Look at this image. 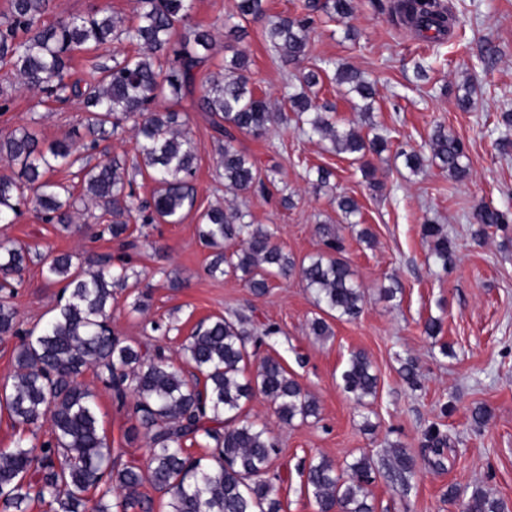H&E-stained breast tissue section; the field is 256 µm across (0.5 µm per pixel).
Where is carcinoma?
Segmentation results:
<instances>
[{"label":"carcinoma","mask_w":512,"mask_h":512,"mask_svg":"<svg viewBox=\"0 0 512 512\" xmlns=\"http://www.w3.org/2000/svg\"><path fill=\"white\" fill-rule=\"evenodd\" d=\"M52 0H10L9 15L0 26V64L7 66L20 85L54 101L79 99L86 116L82 124L89 143L69 135L45 146L26 127L0 136V161L9 171L0 173V224H11L21 208L31 204L48 221L65 228L75 215L94 203L110 216L107 231L114 238L128 237L133 191L129 171L147 174L155 183L150 202L138 212L145 224H180L194 207L192 180L196 173V144L180 113L157 109L162 100L179 102L194 90L198 69L209 59L215 43L214 29L192 23L191 0H138L136 21L130 25L106 8L85 15L44 22ZM267 0H235L233 15L242 21L267 16ZM324 9L331 17L348 18L355 0H304L302 13L270 24L267 41L284 66L301 62L309 51L308 30L312 13ZM396 12L421 33L437 35L447 29L448 15L440 0H398ZM185 34L175 40L177 31ZM127 41L140 52L104 61L102 50ZM90 52L84 78L69 80L71 61L78 52ZM319 69L299 77L301 90L288 94L289 111L306 125L304 133L330 143L329 150L351 157L367 177L375 168L367 159L387 149L385 138L363 135L356 127H338L330 115L333 106L317 104L308 89L319 84ZM336 85L351 107L371 120L376 95L374 83L359 70L336 68ZM199 111L210 116L212 129L222 142L217 171L236 192L249 191L258 168L249 154L237 146L238 135L264 137L282 120L266 97L251 87L249 60L241 52L224 63V76L202 85L196 101ZM132 121L137 150L132 162L116 159L95 166L83 163L80 148L95 147ZM431 161L458 179L468 175L463 142L441 126L430 136ZM398 156L411 172L420 169L424 157L399 147ZM78 167L84 186L79 199L62 197L64 187L53 173ZM337 208L350 227L359 226L358 201L347 195L336 199ZM239 209L211 207L200 216L199 237L212 250L208 272L232 274L256 294L265 293L271 279L294 270L310 289L326 314L347 322L359 319L365 293L350 265L341 257L342 239L323 228L327 252L296 263L276 243L275 229L251 224ZM479 227L503 226L507 213L491 204L477 207ZM422 234L435 239L434 257L448 265L453 250L448 237L433 222L422 225ZM28 251L10 241H0V338L16 336V373L12 383L0 386V411L18 426L36 427L51 422L50 439L28 445L20 440L12 448H0V507L3 512H27L39 502L47 512H150L151 503L139 493L144 483L167 497V512H282L276 496L280 476L273 469L277 446L266 428L243 415L246 402L261 396L285 423L319 414L318 401L289 376L275 357L265 356L245 376L250 350L274 341L279 329L257 325L242 314L217 317L200 324L184 346L187 374L159 349L132 344L112 331V296L116 287L128 285L124 265L90 255L78 265L65 253L42 256L46 279L63 284L64 302L41 327L22 330L10 303ZM89 368L112 391L121 409L128 408L129 442H145V463L116 464L96 412L95 395L79 377ZM204 377L198 388L196 375ZM344 387L361 407L376 397L378 377L368 357L352 354L343 373ZM134 396L127 405L128 396ZM185 440L201 442L208 449L203 458L184 455ZM395 464L403 483L414 473L415 461L395 452ZM375 471L373 460L361 455L342 465L320 457L306 470V486L319 512H375L366 487ZM506 505L480 489L464 505V512H504Z\"/></svg>","instance_id":"obj_1"}]
</instances>
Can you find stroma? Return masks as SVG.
<instances>
[{"mask_svg":"<svg viewBox=\"0 0 512 512\" xmlns=\"http://www.w3.org/2000/svg\"><path fill=\"white\" fill-rule=\"evenodd\" d=\"M395 0H357L344 21L315 12L309 30V54L295 67L276 59L266 38L268 21L299 13V0H268L267 21L251 22L243 39L218 31L209 61L196 81L220 76L224 60L243 52L258 93L272 107L283 105L298 87L301 71L313 66L327 74L317 86L318 103L336 106V121L346 127L360 118L330 76L335 64H351L374 81L373 120L377 131L394 146L428 153L435 126L461 138L467 146L469 174L449 176L434 163L410 174L393 150L375 159L374 182H366L356 164L326 144L308 138L296 122L274 125L260 139L243 136L239 146L256 158L260 169L278 167L275 183L259 182L245 193H233L218 177L217 146L206 115L195 95L177 105L185 113L196 142L198 164L193 209L179 224L131 221L130 240L112 238L100 210L86 211L78 228L65 230L44 221L32 206H24L15 223L0 224V240L27 247L29 260L11 299L22 329L42 325L53 313L61 286L48 282L39 261L47 251L72 254L74 262L90 255L126 264L148 284V311H132L130 289L119 288L112 301V328L131 343L159 348L182 363V346L203 321L240 312L254 320L276 324L280 333L271 351L319 402L320 415L306 421L282 422L262 398L246 407L251 421L268 429L278 446L273 461L282 481L277 496L283 512H318L305 487V470L312 458L336 463L361 454L376 464L375 480L367 490L375 512H462L475 489L504 501L512 510V225L487 228L477 234L473 213L479 204L512 205V153L503 154L496 139L503 113H512V0H441L448 9V30L439 38H423L396 15ZM96 6L109 7L133 21L136 0H53L47 21L82 15ZM495 47L496 62L485 68L483 52ZM0 89L12 98L0 114V135L25 126L46 143L79 127L84 114L75 101L57 103L20 88L8 69H0ZM471 95L473 105L462 109L459 97ZM330 170L327 184L309 182L307 171ZM355 197L361 205L362 226L370 228L373 244L360 242L336 206L338 195ZM291 197L284 206L283 197ZM235 207L248 222L277 230V242L295 259L323 248L320 224L332 225L344 239V258L361 283L366 302L355 322L330 319L332 334L318 341L309 333L319 317L313 294L300 275L272 279L257 295L240 279L210 277L205 268L210 249L198 238L200 214L212 206ZM441 225L454 246L453 261L442 266L423 238L425 220ZM179 288H171V279ZM398 286L393 299L383 290ZM442 323L438 336L424 332L428 319ZM161 323L152 331V323ZM361 351L378 376L377 395L361 408L342 386L341 374L351 353ZM413 362L416 382H408L402 367ZM82 383L96 395L98 416L121 462H145L144 441L127 442L126 410L118 409L110 391L88 370ZM485 407L489 417L475 425L472 412ZM371 430H364V422ZM437 426L447 434L442 455L427 448L426 432ZM417 462L409 488L388 471L394 451ZM456 497H449V489Z\"/></svg>","mask_w":512,"mask_h":512,"instance_id":"obj_1","label":"stroma"}]
</instances>
